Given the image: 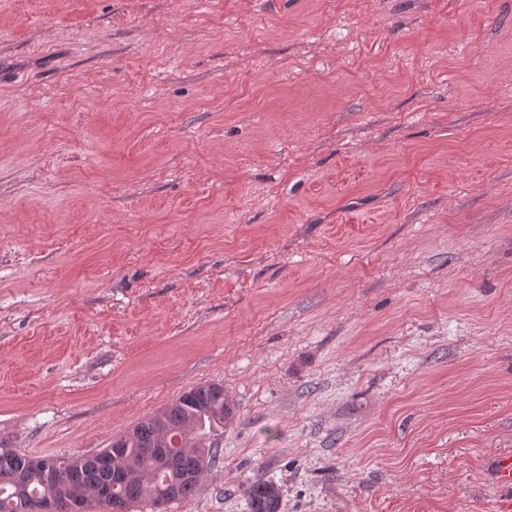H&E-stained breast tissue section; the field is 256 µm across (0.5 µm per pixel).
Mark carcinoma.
I'll return each instance as SVG.
<instances>
[{"instance_id":"1","label":"carcinoma","mask_w":512,"mask_h":512,"mask_svg":"<svg viewBox=\"0 0 512 512\" xmlns=\"http://www.w3.org/2000/svg\"><path fill=\"white\" fill-rule=\"evenodd\" d=\"M234 407L224 386L191 388L172 404L137 423L95 454L31 457L0 446V512H28L30 502L61 496L74 486L85 494L84 512L106 506L101 496L138 512H154L166 502L192 495L205 472L220 461L211 440L232 418ZM281 491L256 479L247 489L248 512H280Z\"/></svg>"}]
</instances>
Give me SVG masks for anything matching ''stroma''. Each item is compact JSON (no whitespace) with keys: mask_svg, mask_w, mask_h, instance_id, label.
Masks as SVG:
<instances>
[{"mask_svg":"<svg viewBox=\"0 0 512 512\" xmlns=\"http://www.w3.org/2000/svg\"><path fill=\"white\" fill-rule=\"evenodd\" d=\"M204 383L168 512H497L512 0H0V444ZM281 491L269 480L256 479L247 489L249 512H280Z\"/></svg>","mask_w":512,"mask_h":512,"instance_id":"obj_1","label":"stroma"}]
</instances>
